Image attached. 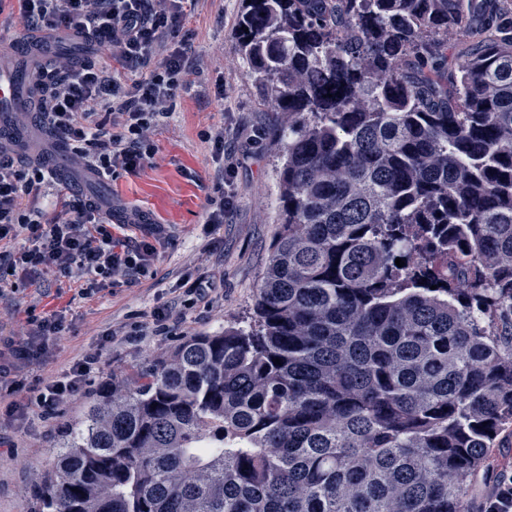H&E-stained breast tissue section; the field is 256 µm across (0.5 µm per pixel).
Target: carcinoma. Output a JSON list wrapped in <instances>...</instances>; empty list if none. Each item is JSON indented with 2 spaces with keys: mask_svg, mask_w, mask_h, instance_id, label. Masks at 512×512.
<instances>
[{
  "mask_svg": "<svg viewBox=\"0 0 512 512\" xmlns=\"http://www.w3.org/2000/svg\"><path fill=\"white\" fill-rule=\"evenodd\" d=\"M237 31L282 117L254 316L112 376L37 512H469L512 427V0H241Z\"/></svg>",
  "mask_w": 512,
  "mask_h": 512,
  "instance_id": "carcinoma-1",
  "label": "carcinoma"
}]
</instances>
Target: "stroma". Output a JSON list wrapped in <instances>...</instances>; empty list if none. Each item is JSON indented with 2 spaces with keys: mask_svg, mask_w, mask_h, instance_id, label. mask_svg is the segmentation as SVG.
Here are the masks:
<instances>
[{
  "mask_svg": "<svg viewBox=\"0 0 512 512\" xmlns=\"http://www.w3.org/2000/svg\"><path fill=\"white\" fill-rule=\"evenodd\" d=\"M240 7L241 0H197L185 30L206 67L192 76L190 89L176 97L156 128L152 165L87 181L70 161L69 178L47 187L51 194L75 190L119 214L143 213L146 223L124 232L155 239L156 255L142 270L87 298L79 297L76 277L45 276L0 293L2 337L17 335L31 312L55 310L66 318V330L50 343L39 375L60 373L85 354L102 353L86 391L63 398L56 416H34L23 425L0 405V436L14 446L0 464V512H32L37 482L52 471L64 436L100 383L140 372L189 336L244 324L253 314L278 229L280 160L271 132L280 117L262 110L236 52ZM220 128L233 135L239 158L230 174L212 159L207 140ZM228 191L234 206L223 223H206L208 201ZM199 282L213 286L203 300L190 292ZM161 311L169 316L163 333L154 327Z\"/></svg>",
  "mask_w": 512,
  "mask_h": 512,
  "instance_id": "1",
  "label": "stroma"
}]
</instances>
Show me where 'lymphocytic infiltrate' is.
Here are the masks:
<instances>
[{
    "mask_svg": "<svg viewBox=\"0 0 512 512\" xmlns=\"http://www.w3.org/2000/svg\"><path fill=\"white\" fill-rule=\"evenodd\" d=\"M196 0H0L25 30L64 28L110 52L114 66L136 73L132 82L88 59H60L49 68L50 81L38 104V117L74 147L78 159L101 174L134 172L155 156L151 140L158 118L166 116L179 90L199 69L183 28ZM42 163L18 165L0 149V242L25 238L26 247L0 251V288L12 280L42 273L84 282L89 296L101 286L144 267L154 256L148 240L131 241L112 233V217L92 202L64 200L61 215L46 219L23 206L47 183ZM64 317L47 311L28 315L19 339L0 347V397L23 388L15 374L39 364L50 341L62 332ZM99 353L74 361L57 376L36 379L33 407L19 408L25 422L31 410L52 416L63 397L85 387Z\"/></svg>",
    "mask_w": 512,
    "mask_h": 512,
    "instance_id": "obj_1",
    "label": "lymphocytic infiltrate"
}]
</instances>
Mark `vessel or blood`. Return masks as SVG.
I'll list each match as a JSON object with an SVG mask.
<instances>
[{
  "instance_id": "1",
  "label": "vessel or blood",
  "mask_w": 512,
  "mask_h": 512,
  "mask_svg": "<svg viewBox=\"0 0 512 512\" xmlns=\"http://www.w3.org/2000/svg\"><path fill=\"white\" fill-rule=\"evenodd\" d=\"M72 33L39 31L14 46L0 44V141L16 144L21 140L14 115H30L36 110L38 91L35 75L41 49L66 47L77 43Z\"/></svg>"
}]
</instances>
